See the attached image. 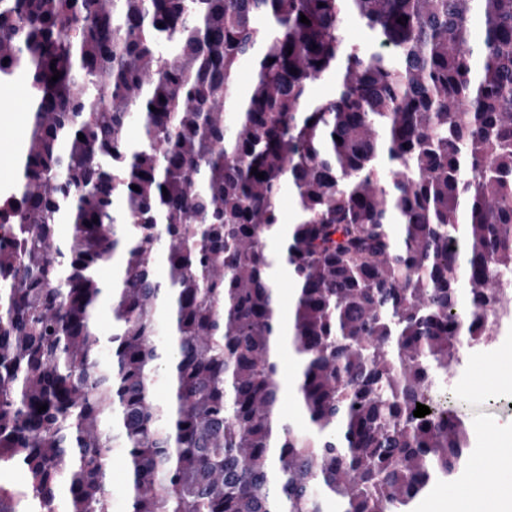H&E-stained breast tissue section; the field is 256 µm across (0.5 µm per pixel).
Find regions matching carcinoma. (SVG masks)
Returning <instances> with one entry per match:
<instances>
[{
	"mask_svg": "<svg viewBox=\"0 0 512 512\" xmlns=\"http://www.w3.org/2000/svg\"><path fill=\"white\" fill-rule=\"evenodd\" d=\"M347 13L390 52L346 44ZM18 71L0 468L24 487L0 503L57 512L63 487V512H112L117 450L126 512H399L452 474L471 436L432 392L512 280V0H0ZM285 341L304 433L280 414ZM274 272L281 302V316L283 321L287 322L288 310L291 311L294 299L293 284L288 279V273L284 266L277 264Z\"/></svg>",
	"mask_w": 512,
	"mask_h": 512,
	"instance_id": "carcinoma-1",
	"label": "carcinoma"
}]
</instances>
